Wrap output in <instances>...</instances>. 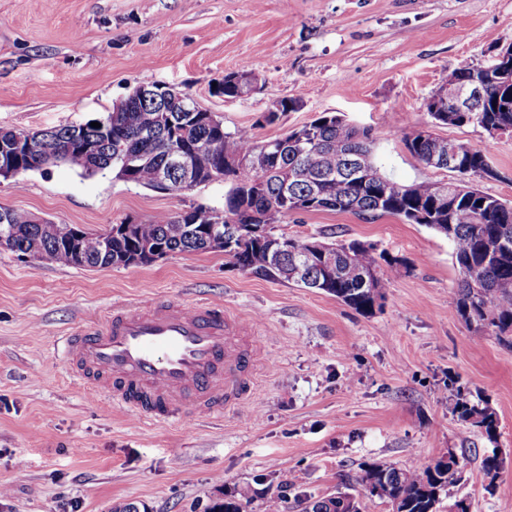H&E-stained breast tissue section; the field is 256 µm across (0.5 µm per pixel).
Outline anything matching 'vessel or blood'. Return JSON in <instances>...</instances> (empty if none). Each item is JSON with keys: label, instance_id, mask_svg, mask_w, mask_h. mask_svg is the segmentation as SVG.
Returning <instances> with one entry per match:
<instances>
[{"label": "vessel or blood", "instance_id": "vessel-or-blood-1", "mask_svg": "<svg viewBox=\"0 0 512 512\" xmlns=\"http://www.w3.org/2000/svg\"><path fill=\"white\" fill-rule=\"evenodd\" d=\"M263 345L223 302L116 306L65 339L71 375L95 396L182 423L246 401Z\"/></svg>", "mask_w": 512, "mask_h": 512}]
</instances>
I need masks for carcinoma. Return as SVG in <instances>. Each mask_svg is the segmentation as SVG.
Instances as JSON below:
<instances>
[{
	"label": "carcinoma",
	"mask_w": 512,
	"mask_h": 512,
	"mask_svg": "<svg viewBox=\"0 0 512 512\" xmlns=\"http://www.w3.org/2000/svg\"><path fill=\"white\" fill-rule=\"evenodd\" d=\"M479 75L476 65L458 63L448 74L452 82L467 83ZM176 112H161L151 102L134 101L116 106L98 119L97 133L103 151L101 162L85 161L65 150L73 127L29 130L32 139L44 143V158L25 167L31 171L67 162L88 173L113 170L121 174L126 159L144 153L147 163L136 169L134 183L155 188V175L168 165L171 151L179 144H197L224 158V170L203 174L201 184L222 180L228 184L224 198V223L214 224L213 210L190 208L189 220L178 224L169 213L157 215L129 230L112 225V235L89 233L78 250L69 249L60 235V224H34L31 214L10 210L11 222L0 235V246L13 252H45L47 258L65 265L89 268L140 265L145 248L159 247L169 253H224L243 272L276 277L304 288L324 291L362 315L382 309L383 288L389 274L403 261L376 252L372 244L357 240L327 243L314 238L298 239L275 232L280 218L301 212H354L369 217L392 215L409 224H421L445 236L454 248L459 273L451 302L465 324L483 335H495L512 346V205L481 191L475 179L492 176L490 153L461 145L455 171L458 184H448L447 198H439L440 183L429 180L410 184L380 173L373 161L375 138L369 129L351 125L342 115L328 114L281 140L288 142L279 162L273 149L230 132L218 135L206 124L181 121V112L196 105L180 91L171 90ZM512 85L487 82L484 97L473 112H457L452 104L430 113L435 125L461 127L477 124L512 130V111H499ZM434 134L415 129L404 137L408 151L424 165L436 152ZM244 159L247 167L236 170L230 163ZM363 162L367 174L359 173L353 160ZM457 417L481 430L488 439L498 431V418L489 405L479 407L458 395ZM481 467L494 480L502 459L484 457ZM465 463L450 452L420 469L399 468L383 462L365 463L357 483L365 495L392 505L395 512H438L443 496L458 483ZM334 495L306 498L302 512H340ZM249 489L214 504L216 512H243Z\"/></svg>",
	"instance_id": "1"
}]
</instances>
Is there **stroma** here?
I'll use <instances>...</instances> for the list:
<instances>
[{"mask_svg": "<svg viewBox=\"0 0 512 512\" xmlns=\"http://www.w3.org/2000/svg\"><path fill=\"white\" fill-rule=\"evenodd\" d=\"M493 44L512 46V0H0V129L80 125L160 83L259 142L343 115L371 129L383 175L453 183L457 173L424 166L404 136L432 126L427 100L458 62L487 64ZM241 70L256 90L225 98V74ZM281 99L301 107L262 122ZM435 129L489 150L497 176L479 188L512 203V136ZM226 190L168 193L60 163L0 178V207L99 233L197 205L223 210ZM277 230L371 243L405 266L368 317L220 252L92 269L0 247V512H206L245 486L246 512H264L280 493L294 503L355 491L365 462L417 468L450 452L466 460L451 497L469 498L471 512H512V349L476 337L457 313L448 239L350 212L292 214ZM153 297L221 300L252 322L265 360L251 401L183 426L89 396L63 337L88 315ZM461 392L496 411L495 440L457 419ZM493 452L503 467L490 482L480 464Z\"/></svg>", "mask_w": 512, "mask_h": 512, "instance_id": "1", "label": "stroma"}]
</instances>
